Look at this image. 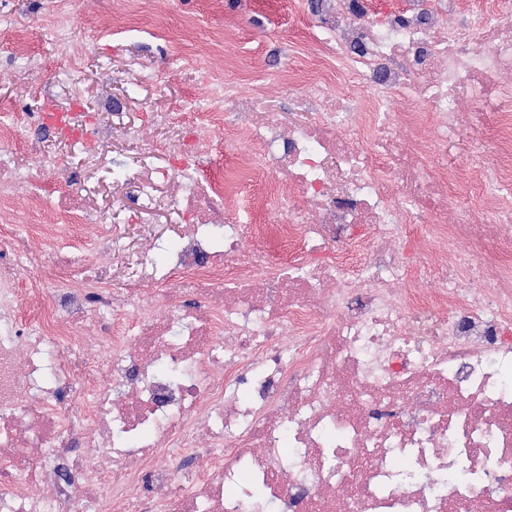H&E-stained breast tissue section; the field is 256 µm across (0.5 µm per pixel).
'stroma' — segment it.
Listing matches in <instances>:
<instances>
[{
  "mask_svg": "<svg viewBox=\"0 0 512 512\" xmlns=\"http://www.w3.org/2000/svg\"><path fill=\"white\" fill-rule=\"evenodd\" d=\"M310 2L156 0L148 7L147 24L130 31L123 0H75L73 39L86 48L82 67L76 72L65 70L54 32L45 21L52 0H0V11L33 18L30 42L34 61L54 91V107L81 113L90 125L111 123V115L100 109L97 96L103 72L108 69L112 72L109 91L121 103L125 122L147 136L161 137L165 131L150 124L149 113L179 112L190 93L180 72L163 68L176 53L185 55L197 77L216 74L242 80L245 93L267 97L280 111H288L283 79L300 85L311 75L317 18ZM108 24L114 29L113 36H100V29ZM142 147L141 141L113 131L110 141L94 146L101 155L100 166L81 173L92 187L94 205L111 206L116 195L123 199L125 208L119 215L125 235L123 250L99 256L90 247L93 227H66L48 211L37 217L38 224L29 238L32 250L43 252L50 238L70 233L87 245V260L101 268L103 280L125 292L140 286L139 274L127 268L128 255H137L148 267L164 271L166 264L158 256L161 246L177 238V213L142 214L129 182L112 179L113 159L138 153Z\"/></svg>",
  "mask_w": 512,
  "mask_h": 512,
  "instance_id": "stroma-1",
  "label": "stroma"
}]
</instances>
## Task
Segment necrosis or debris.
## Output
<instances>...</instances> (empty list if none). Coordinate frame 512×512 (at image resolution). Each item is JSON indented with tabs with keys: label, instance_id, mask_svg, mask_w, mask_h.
Listing matches in <instances>:
<instances>
[{
	"label": "necrosis or debris",
	"instance_id": "4bbe7bcc",
	"mask_svg": "<svg viewBox=\"0 0 512 512\" xmlns=\"http://www.w3.org/2000/svg\"><path fill=\"white\" fill-rule=\"evenodd\" d=\"M319 2L336 64L291 93L305 124L206 80L192 136L145 145L136 200L159 207L148 171L171 159L185 227L179 278L133 294L29 249L42 209L102 225L103 249L120 236L72 168L21 143L52 95L8 73L0 208L21 187L35 205L0 222V512H512V0L466 27L460 0ZM72 15L57 0L48 21L74 71ZM466 131L461 165L441 163ZM219 135L234 161L207 179ZM258 174L252 216H226ZM461 465L470 480L439 487ZM245 466L264 500L228 494Z\"/></svg>",
	"mask_w": 512,
	"mask_h": 512
}]
</instances>
